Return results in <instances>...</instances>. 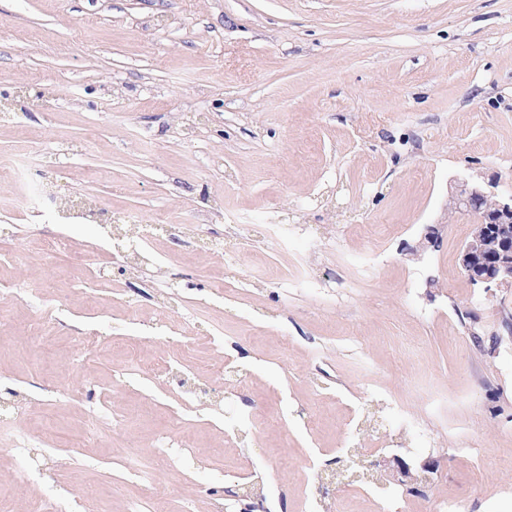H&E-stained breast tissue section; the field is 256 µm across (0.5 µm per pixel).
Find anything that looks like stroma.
Returning a JSON list of instances; mask_svg holds the SVG:
<instances>
[{
	"instance_id": "35a3bbf8",
	"label": "stroma",
	"mask_w": 512,
	"mask_h": 512,
	"mask_svg": "<svg viewBox=\"0 0 512 512\" xmlns=\"http://www.w3.org/2000/svg\"><path fill=\"white\" fill-rule=\"evenodd\" d=\"M463 175L512 190V0H0V504L512 512V288L459 268ZM131 222L161 274L105 243ZM38 511L45 512H94L95 508L81 494L74 493L67 499H54L46 501L43 508Z\"/></svg>"
}]
</instances>
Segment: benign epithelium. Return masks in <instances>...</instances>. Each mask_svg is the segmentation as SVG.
I'll return each instance as SVG.
<instances>
[{"instance_id":"benign-epithelium-1","label":"benign epithelium","mask_w":512,"mask_h":512,"mask_svg":"<svg viewBox=\"0 0 512 512\" xmlns=\"http://www.w3.org/2000/svg\"><path fill=\"white\" fill-rule=\"evenodd\" d=\"M494 199L495 214L492 224H486L479 215L477 206L487 199ZM451 208L458 212H467L473 218V230L458 253L460 270L484 288H502L512 286V194L504 196L497 191V184L481 183L471 178H459L449 195ZM499 237L500 251L493 269L477 275L472 264L486 248L491 230Z\"/></svg>"}]
</instances>
